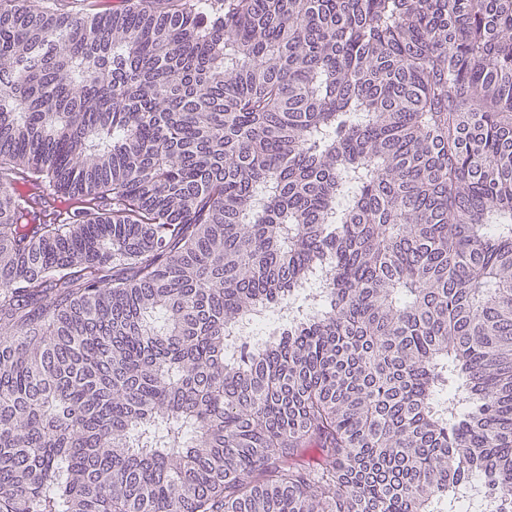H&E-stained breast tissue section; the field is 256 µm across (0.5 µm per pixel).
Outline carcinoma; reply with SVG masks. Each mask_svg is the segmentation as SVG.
I'll return each mask as SVG.
<instances>
[{
  "label": "carcinoma",
  "mask_w": 512,
  "mask_h": 512,
  "mask_svg": "<svg viewBox=\"0 0 512 512\" xmlns=\"http://www.w3.org/2000/svg\"><path fill=\"white\" fill-rule=\"evenodd\" d=\"M512 512V0H0V512Z\"/></svg>",
  "instance_id": "cac0c4a2"
}]
</instances>
